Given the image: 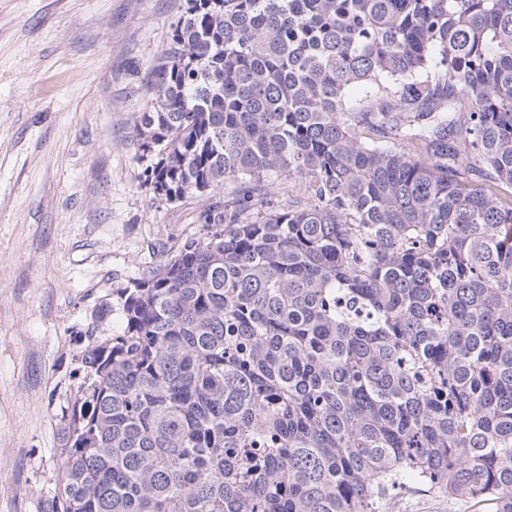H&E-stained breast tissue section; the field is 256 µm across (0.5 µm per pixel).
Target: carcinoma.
<instances>
[{
    "label": "carcinoma",
    "mask_w": 512,
    "mask_h": 512,
    "mask_svg": "<svg viewBox=\"0 0 512 512\" xmlns=\"http://www.w3.org/2000/svg\"><path fill=\"white\" fill-rule=\"evenodd\" d=\"M185 9L137 133L204 233L87 336L49 512H512V0ZM394 498L395 512H474L471 503L465 499L448 500V497L426 489L399 490Z\"/></svg>",
    "instance_id": "carcinoma-1"
}]
</instances>
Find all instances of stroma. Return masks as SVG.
<instances>
[{
	"label": "stroma",
	"mask_w": 512,
	"mask_h": 512,
	"mask_svg": "<svg viewBox=\"0 0 512 512\" xmlns=\"http://www.w3.org/2000/svg\"><path fill=\"white\" fill-rule=\"evenodd\" d=\"M184 0H0V512H47L87 335L198 233L156 199L136 120ZM397 512H474L398 491Z\"/></svg>",
	"instance_id": "1"
}]
</instances>
